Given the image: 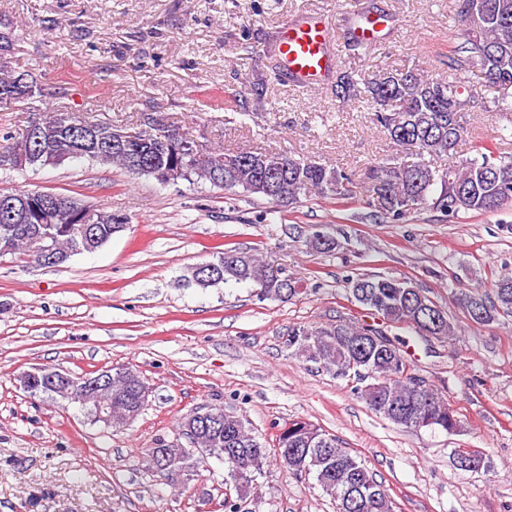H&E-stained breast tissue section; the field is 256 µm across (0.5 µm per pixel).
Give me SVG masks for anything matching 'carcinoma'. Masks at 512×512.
<instances>
[{"mask_svg": "<svg viewBox=\"0 0 512 512\" xmlns=\"http://www.w3.org/2000/svg\"><path fill=\"white\" fill-rule=\"evenodd\" d=\"M453 11L458 44L445 61L448 76L426 75L417 68L386 70L372 78L357 79L347 71L336 75V97L366 101L395 150L391 160L369 170L364 185L369 203L395 220L428 207L455 216L491 212L512 202V154L496 155L487 146H477L457 165L437 166V160L455 153L468 134L466 115L476 96L460 76L482 79L489 92L484 107L512 118V0H454ZM15 50L13 30L0 20V108L22 107L42 95L30 71L10 66ZM38 119V129L28 127L16 140L5 135L7 144L0 145V150L24 154L26 170L48 166V157L58 153L68 155L70 161L125 169L130 156L142 154L186 171L184 180L190 184L205 180L275 206L296 204L311 190L336 198L350 192L347 174L279 152L227 153L220 147L201 159L194 141L169 126L149 133L135 131L114 150L115 129L110 125L67 111L41 114ZM450 184L463 192L451 209L447 204ZM123 227L121 219L105 210L96 211L86 224H75L67 217L55 224H38L34 219L22 223L0 208V241H13L14 253L26 257L46 238L75 247L89 229L102 247ZM209 265L211 275L200 273L196 265L189 268V279L202 288L249 283L263 300L289 299L302 286L297 278L281 273L282 267L249 252L226 250ZM410 286L407 279L358 277L351 281L350 294L358 305L375 310L392 325L409 328L418 336H449L451 325L443 311ZM493 292L489 303L480 296L467 300V309L479 312L472 317L474 323L486 325L498 314H512V276L497 279ZM371 334L382 331L350 319L318 328L295 326L288 346L296 356L337 378L353 377L358 382L357 397L391 423L410 430L458 432L461 420L447 398L425 380L405 375L407 359L393 341H388L386 351L372 349ZM142 384L143 380L112 369L113 428L127 426L130 413L143 409L137 399ZM214 408L223 412L220 424L197 432L200 447L224 462L241 499L255 490V477L269 462V453L242 416L222 404ZM276 442L280 465L297 477L313 476L336 512H396V504L366 464L315 424L293 419L279 429ZM171 452L180 476L200 462L196 448L173 445Z\"/></svg>", "mask_w": 512, "mask_h": 512, "instance_id": "carcinoma-1", "label": "carcinoma"}]
</instances>
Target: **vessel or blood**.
I'll return each mask as SVG.
<instances>
[{
	"label": "vessel or blood",
	"instance_id": "1",
	"mask_svg": "<svg viewBox=\"0 0 512 512\" xmlns=\"http://www.w3.org/2000/svg\"><path fill=\"white\" fill-rule=\"evenodd\" d=\"M333 36L316 17L282 28L276 43V56L283 70L302 86L317 87L337 64L331 49Z\"/></svg>",
	"mask_w": 512,
	"mask_h": 512
}]
</instances>
